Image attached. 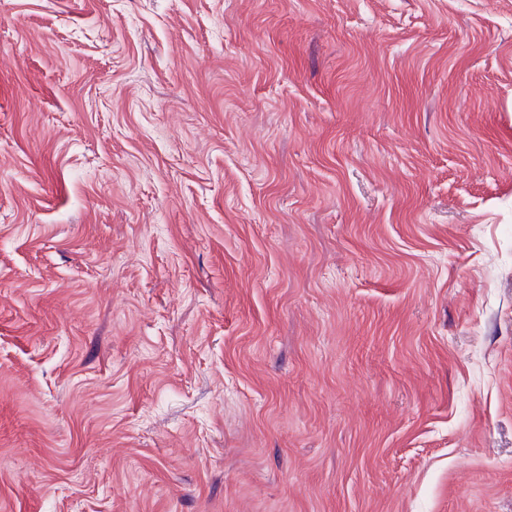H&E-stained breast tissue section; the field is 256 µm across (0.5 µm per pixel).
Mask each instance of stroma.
<instances>
[{
	"label": "stroma",
	"mask_w": 512,
	"mask_h": 512,
	"mask_svg": "<svg viewBox=\"0 0 512 512\" xmlns=\"http://www.w3.org/2000/svg\"><path fill=\"white\" fill-rule=\"evenodd\" d=\"M0 512H512V0H0Z\"/></svg>",
	"instance_id": "obj_1"
}]
</instances>
